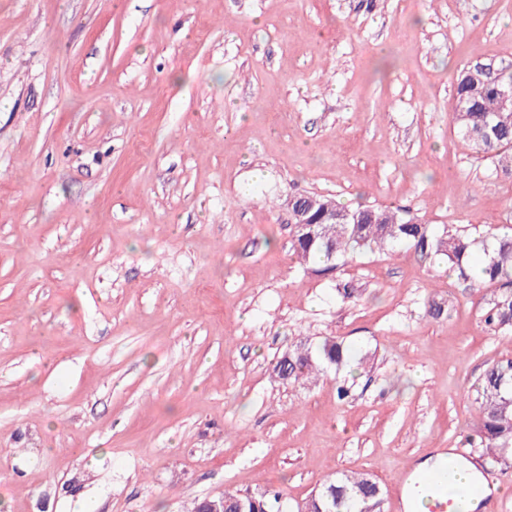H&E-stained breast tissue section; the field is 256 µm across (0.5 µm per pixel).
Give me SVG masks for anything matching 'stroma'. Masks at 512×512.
<instances>
[{"label": "stroma", "instance_id": "obj_1", "mask_svg": "<svg viewBox=\"0 0 512 512\" xmlns=\"http://www.w3.org/2000/svg\"><path fill=\"white\" fill-rule=\"evenodd\" d=\"M512 62V0H0V512H299L468 443L512 357L486 289L400 245L306 274L288 201L512 225V176L452 122L460 71ZM447 306L442 318L425 304ZM333 336L347 401L274 359ZM256 500V504L250 503L247 494L224 492V499L211 500L206 498L204 500V510L202 512H223L224 504L228 511H234L235 506L241 502L245 506V510L249 512H286V506L283 504L279 494L270 492H261L252 494ZM197 501L194 505L193 512H198L200 503ZM225 512V511H224Z\"/></svg>", "mask_w": 512, "mask_h": 512}]
</instances>
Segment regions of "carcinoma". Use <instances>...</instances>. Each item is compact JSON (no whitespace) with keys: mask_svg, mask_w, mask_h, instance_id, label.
Here are the masks:
<instances>
[{"mask_svg":"<svg viewBox=\"0 0 512 512\" xmlns=\"http://www.w3.org/2000/svg\"><path fill=\"white\" fill-rule=\"evenodd\" d=\"M498 78L483 81L471 67L459 74L453 100L462 109L452 113L457 132L478 154L496 157L498 168L512 172V108L492 105L503 91H512V67L497 65ZM310 223L291 227L292 248L304 272L333 277L349 260L395 243H406L422 258L442 257L457 275L474 286L490 287V299L481 319L494 334L512 333V231L474 235L464 229L433 233L409 211L399 207L361 206L349 209L320 195L295 198ZM351 214L350 223H330L333 211ZM336 294L344 303L360 299L351 282L336 280ZM350 350L334 337L317 343L299 342L273 365L275 376L286 384L302 383L350 363ZM479 420L477 444L493 464L512 461V358L494 362L476 386ZM382 486L367 473L342 474L324 482L308 500L309 512H370L382 499ZM231 512L243 503L247 512H286L280 495L261 492L223 494Z\"/></svg>","mask_w":512,"mask_h":512,"instance_id":"cac0c4a2","label":"carcinoma"}]
</instances>
